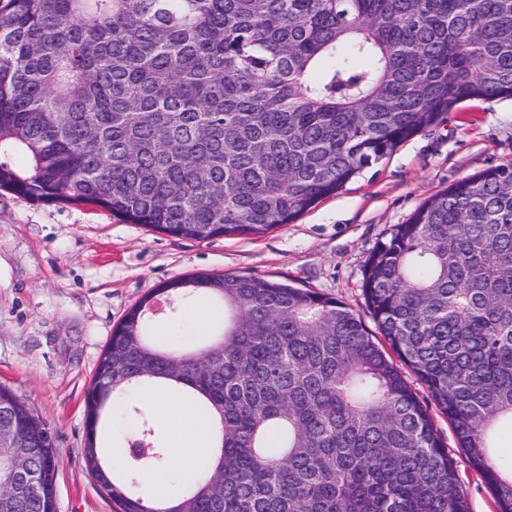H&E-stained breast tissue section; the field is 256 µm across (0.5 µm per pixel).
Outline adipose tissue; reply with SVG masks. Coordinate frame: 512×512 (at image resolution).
<instances>
[{
  "label": "adipose tissue",
  "mask_w": 512,
  "mask_h": 512,
  "mask_svg": "<svg viewBox=\"0 0 512 512\" xmlns=\"http://www.w3.org/2000/svg\"><path fill=\"white\" fill-rule=\"evenodd\" d=\"M147 396L163 420L169 460L186 475L197 473L199 462L208 456L207 445L216 429L214 422L174 390L155 387L148 390Z\"/></svg>",
  "instance_id": "ef3b65f1"
}]
</instances>
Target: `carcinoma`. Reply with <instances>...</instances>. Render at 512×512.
<instances>
[{"instance_id":"obj_1","label":"carcinoma","mask_w":512,"mask_h":512,"mask_svg":"<svg viewBox=\"0 0 512 512\" xmlns=\"http://www.w3.org/2000/svg\"><path fill=\"white\" fill-rule=\"evenodd\" d=\"M512 98V0H0V190L87 203L179 239L293 222L461 104ZM362 291L378 334L342 302L249 275L162 284L114 327L85 394V458L120 512H468L430 414L453 424L512 512V165L430 196L381 242ZM203 295L224 332L199 351L152 334V300ZM166 381L218 423L201 477L154 507L153 450L99 470L114 400ZM48 466L52 432L8 387L0 411Z\"/></svg>"}]
</instances>
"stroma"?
<instances>
[{
  "mask_svg": "<svg viewBox=\"0 0 512 512\" xmlns=\"http://www.w3.org/2000/svg\"><path fill=\"white\" fill-rule=\"evenodd\" d=\"M512 164V98L467 102L403 143L336 195L294 222L259 236L177 239L126 224L88 204H43L0 192V384L24 398L50 427L60 453L57 512H116L86 466L85 392L113 328L161 284L200 273L259 276L345 303L364 322L366 261L395 225L431 195L485 169ZM190 307L155 316L153 330L174 349L202 348ZM458 472L469 512H496L447 418L412 372ZM144 393L113 405L108 455L125 463Z\"/></svg>",
  "mask_w": 512,
  "mask_h": 512,
  "instance_id": "stroma-1",
  "label": "stroma"
}]
</instances>
